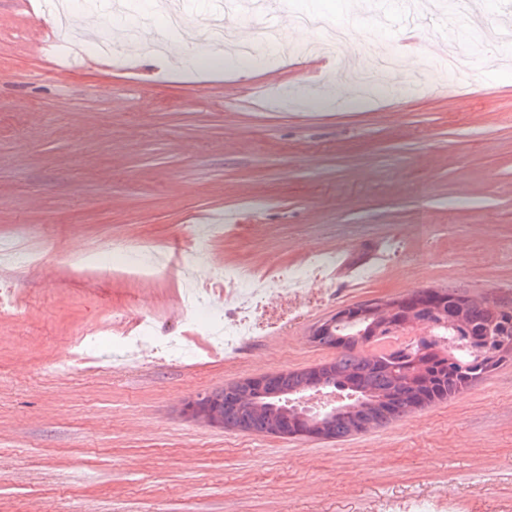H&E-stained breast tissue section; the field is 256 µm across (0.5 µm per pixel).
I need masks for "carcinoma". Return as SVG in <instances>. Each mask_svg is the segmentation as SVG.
Here are the masks:
<instances>
[{
  "instance_id": "1",
  "label": "carcinoma",
  "mask_w": 512,
  "mask_h": 512,
  "mask_svg": "<svg viewBox=\"0 0 512 512\" xmlns=\"http://www.w3.org/2000/svg\"><path fill=\"white\" fill-rule=\"evenodd\" d=\"M467 297V327L449 322L456 301ZM434 302L440 314L428 325L435 329L430 353L401 344L374 348L360 346L381 340L376 336L356 337L360 328L340 324L333 331L311 336L318 346L336 350V357L321 364L325 376L322 389L340 394L350 404H367L370 427L377 428L413 413L409 406L423 409L453 398L486 378L506 361H512V308L503 310L497 301L475 298L457 288L438 290ZM308 370L288 371L278 379L276 394L260 395L255 380L247 378L205 394L192 404V417L212 426L269 435L284 418L294 421L290 436L311 438L307 430L311 416L285 413L286 401L305 392ZM360 432L348 415L336 416L328 439Z\"/></svg>"
}]
</instances>
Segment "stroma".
Masks as SVG:
<instances>
[{
  "instance_id": "stroma-1",
  "label": "stroma",
  "mask_w": 512,
  "mask_h": 512,
  "mask_svg": "<svg viewBox=\"0 0 512 512\" xmlns=\"http://www.w3.org/2000/svg\"><path fill=\"white\" fill-rule=\"evenodd\" d=\"M507 0H473L453 34L467 67L437 93L439 56L381 77L369 97L318 84L300 14L348 28L363 65L406 49L399 24L374 23L376 0H276L279 49L218 64L213 44L175 40L188 68L165 76L133 60L66 73L46 65L53 14L0 0V243L23 239L36 264H0V512H383L417 497L455 512H512V362L447 401L341 440L225 430L187 409L231 383L325 363L313 326L336 309L425 288L512 297V43L485 28L512 20ZM99 33L153 0H68ZM419 93L394 95L395 82ZM238 212L247 231L182 250L183 265L262 272L317 252L373 267L358 293L316 299L272 339L214 358L196 311L168 312L179 271L134 277L106 267L114 242L143 263L140 240L185 241L202 211ZM150 315L182 357L147 344L115 368L122 337ZM92 332L89 347L76 338Z\"/></svg>"
}]
</instances>
